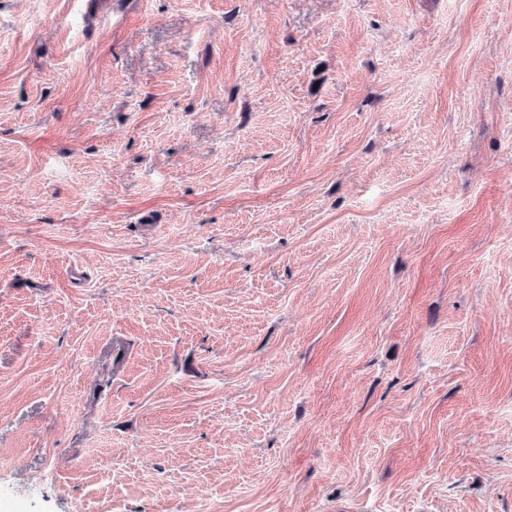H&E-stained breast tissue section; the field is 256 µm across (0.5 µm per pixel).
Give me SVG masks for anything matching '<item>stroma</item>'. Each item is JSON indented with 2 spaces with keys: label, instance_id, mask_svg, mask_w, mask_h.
Listing matches in <instances>:
<instances>
[{
  "label": "stroma",
  "instance_id": "35a3bbf8",
  "mask_svg": "<svg viewBox=\"0 0 512 512\" xmlns=\"http://www.w3.org/2000/svg\"><path fill=\"white\" fill-rule=\"evenodd\" d=\"M202 501L512 512V0H0V512Z\"/></svg>",
  "mask_w": 512,
  "mask_h": 512
}]
</instances>
